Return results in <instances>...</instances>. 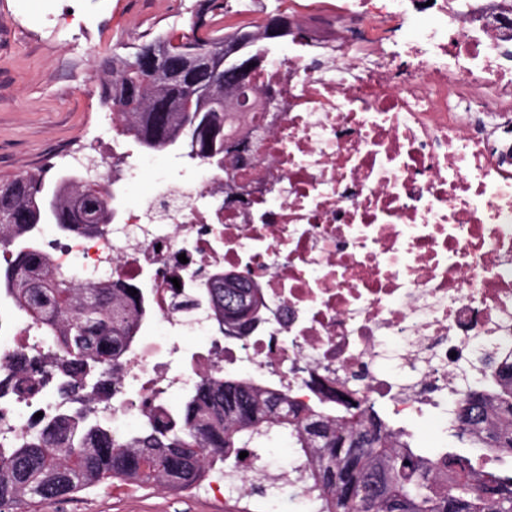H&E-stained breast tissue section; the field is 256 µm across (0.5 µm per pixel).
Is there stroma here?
<instances>
[{"label": "stroma", "instance_id": "obj_1", "mask_svg": "<svg viewBox=\"0 0 512 512\" xmlns=\"http://www.w3.org/2000/svg\"><path fill=\"white\" fill-rule=\"evenodd\" d=\"M199 0H0V182L45 172L47 178L73 170L70 152L94 163L98 182L112 180L121 161L113 150L140 164L143 176L130 195L149 185L182 186L200 172L178 155L145 153L121 135L101 97L106 75L102 57L131 52L146 38L182 33ZM256 454L266 465V496L246 497L233 480L227 495L200 484L185 493L107 482L76 495L42 500L30 512H218L226 505H251L259 512H309L308 499L283 494L280 476L292 451L278 439Z\"/></svg>", "mask_w": 512, "mask_h": 512}]
</instances>
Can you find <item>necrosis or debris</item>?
<instances>
[{
  "label": "necrosis or debris",
  "instance_id": "4bbe7bcc",
  "mask_svg": "<svg viewBox=\"0 0 512 512\" xmlns=\"http://www.w3.org/2000/svg\"><path fill=\"white\" fill-rule=\"evenodd\" d=\"M298 17L293 51L224 116L240 149L223 169L46 251L79 284L148 285L152 338L96 407L115 433L215 373L303 402L355 378L398 418L442 420L474 360L512 347V0H313ZM217 269L263 290L246 339L183 307L191 274ZM391 342L408 380L378 365ZM18 351L44 354L41 326L0 323V373ZM76 407L1 394L0 446Z\"/></svg>",
  "mask_w": 512,
  "mask_h": 512
}]
</instances>
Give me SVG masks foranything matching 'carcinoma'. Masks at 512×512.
Returning <instances> with one entry per match:
<instances>
[{"label":"carcinoma","instance_id":"cac0c4a2","mask_svg":"<svg viewBox=\"0 0 512 512\" xmlns=\"http://www.w3.org/2000/svg\"><path fill=\"white\" fill-rule=\"evenodd\" d=\"M255 34L249 51L263 55L269 44L262 26L224 25V0H202L189 32L152 40L179 49L201 46L216 56L233 50L239 33ZM128 56L112 55L104 82V101L125 100L116 113L122 134L143 152L176 151L192 162L224 160V113L211 99L235 88L219 71L197 87L148 84L126 69ZM159 98L178 102L176 112H155ZM112 210L92 185L73 174L53 180L43 174L0 185V248L13 260L0 272V297L47 330L52 356L35 361L13 355L18 370L55 383L62 396L83 394L73 413L43 422L24 433L12 448L0 447V512H26L35 500L57 499L114 481L181 493L212 471L224 479L240 473L239 454L276 436L298 449L300 478L309 483L314 512H450L457 486L471 494L455 512H501L512 504V470L488 469L446 448L428 449L413 435L384 419L370 403L342 413L319 403L303 405L288 392L233 375L202 380L177 407L149 408L136 431L115 435L92 421L93 404L112 395L123 358L149 317V303L130 285L81 286L52 266L43 251V225L63 235H93L106 226ZM217 326L224 325V277L198 289ZM501 388L493 395L497 425L484 430L488 395L469 385L457 404L479 403L476 419L453 414L448 428L472 448L512 459V352L502 360ZM368 485L373 495L350 500L346 486Z\"/></svg>","mask_w":512,"mask_h":512}]
</instances>
